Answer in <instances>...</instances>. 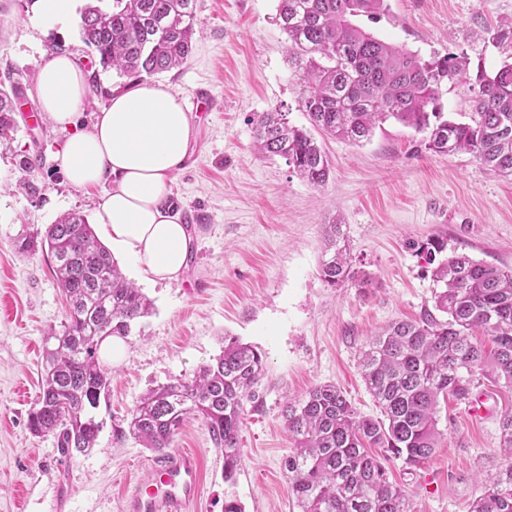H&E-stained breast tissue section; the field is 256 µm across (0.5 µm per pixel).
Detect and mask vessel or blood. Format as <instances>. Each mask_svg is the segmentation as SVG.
I'll use <instances>...</instances> for the list:
<instances>
[{"mask_svg":"<svg viewBox=\"0 0 512 512\" xmlns=\"http://www.w3.org/2000/svg\"><path fill=\"white\" fill-rule=\"evenodd\" d=\"M198 460L182 452L155 461L129 497L127 512H188L199 492Z\"/></svg>","mask_w":512,"mask_h":512,"instance_id":"1","label":"vessel or blood"}]
</instances>
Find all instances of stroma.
<instances>
[{
  "label": "stroma",
  "mask_w": 512,
  "mask_h": 512,
  "mask_svg": "<svg viewBox=\"0 0 512 512\" xmlns=\"http://www.w3.org/2000/svg\"><path fill=\"white\" fill-rule=\"evenodd\" d=\"M388 4L359 25L427 58L480 54L490 67L512 58L511 48L490 42L512 17V0ZM276 10L277 0H196L201 35L193 52L180 69L158 76L198 118L173 182L182 214L194 217L188 265L181 282L154 284L118 256L154 310L109 366L110 393L96 411L97 448L65 457L53 437H34L27 420L39 392L42 338L65 321L67 302L46 255H19L15 241L45 232L67 211L94 219L99 194L73 188L57 170L65 133L32 121L40 110L35 76L62 44L90 74L86 123L135 80L102 67L81 39L80 13L50 24L40 21L36 0H0V78L13 74L23 91L16 128L0 137V512H125L157 455L134 439H114V427L146 390L210 362L227 333L263 352L266 371L258 402L247 406L234 482L225 481L224 458L201 420L188 419L177 434L174 450L198 456L200 495L189 512H224L228 497L243 512H297L282 468L291 448L286 403L333 383L361 415H377L360 354L379 328L432 307L437 285L417 245L438 239L444 256L512 267V177L486 170L471 153L428 151L424 134L392 120L358 145L319 132L332 166L320 188L285 159L255 153L254 114L279 110L291 124L308 123ZM36 154L42 166L24 174L21 161ZM27 176L41 185L39 195L22 188ZM334 220L357 274L339 288L319 274L325 226ZM509 409L512 388L488 379L475 406L440 405L434 457L411 470L391 464L412 512H465L482 477L501 465L498 422Z\"/></svg>",
  "instance_id": "35a3bbf8"
}]
</instances>
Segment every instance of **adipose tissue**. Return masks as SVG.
<instances>
[{
  "label": "adipose tissue",
  "instance_id": "adipose-tissue-1",
  "mask_svg": "<svg viewBox=\"0 0 512 512\" xmlns=\"http://www.w3.org/2000/svg\"><path fill=\"white\" fill-rule=\"evenodd\" d=\"M36 84L43 117L68 132L57 166L72 187L100 191L96 220L105 236L151 281H180L192 235L172 202V184L195 123L178 93L141 83L114 95L86 126L87 76L70 57L50 58Z\"/></svg>",
  "mask_w": 512,
  "mask_h": 512
}]
</instances>
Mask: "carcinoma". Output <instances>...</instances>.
<instances>
[{"label":"carcinoma","instance_id":"cac0c4a2","mask_svg":"<svg viewBox=\"0 0 512 512\" xmlns=\"http://www.w3.org/2000/svg\"><path fill=\"white\" fill-rule=\"evenodd\" d=\"M387 9V0H278L276 19L288 37V64L300 76L298 102L310 125L360 143L394 119L426 134L430 151H466L487 170L512 176V62L489 71L481 57L465 53L426 59L354 23ZM196 26L194 0H91L81 14L83 41L100 63L133 77L184 64ZM457 84L474 92L469 123L442 116L443 88ZM18 93L14 82L0 86V136L14 130ZM253 132L261 157H281L309 185L326 184L331 163L310 130L276 111L256 115ZM339 235L338 224L326 225L320 275L332 288L354 278ZM16 249L47 255L69 304L62 329L43 337L42 386L29 429L53 436L67 456L85 454L101 431L92 410L110 385L100 346L108 337L128 339L152 302L125 279L79 212L63 214L42 236L20 238ZM443 250L439 239L417 248L442 284L433 308L388 324L362 352L376 416L358 414L346 392L329 383L288 400L284 418L293 448L283 468L300 512H411L385 461L399 459L412 469L432 459L441 436L440 400L472 403L482 377L512 385V269L466 254L438 263ZM264 371L261 351L226 335L220 354L193 376L147 390L115 429L116 439L130 437L163 453L185 419L199 418L224 455L230 481L241 465L245 402L255 400ZM498 429L505 464L484 477L467 512H512V411L500 416Z\"/></svg>","mask_w":512,"mask_h":512}]
</instances>
